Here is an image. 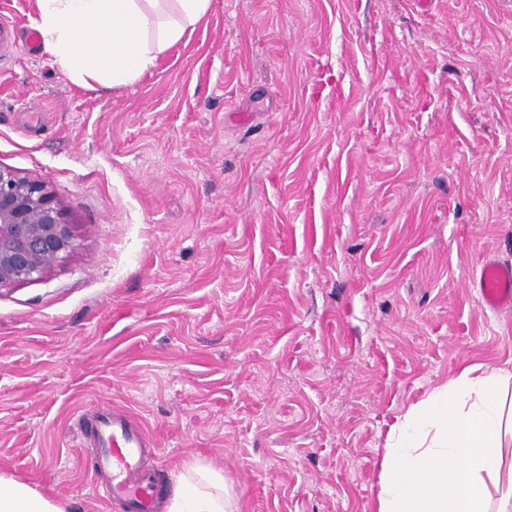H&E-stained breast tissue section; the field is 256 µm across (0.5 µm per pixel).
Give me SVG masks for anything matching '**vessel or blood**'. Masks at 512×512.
<instances>
[{
  "mask_svg": "<svg viewBox=\"0 0 512 512\" xmlns=\"http://www.w3.org/2000/svg\"><path fill=\"white\" fill-rule=\"evenodd\" d=\"M484 310L512 312V263L485 260L473 283ZM94 493L120 502L124 512H161L164 488L149 459L156 444L140 421L119 408L97 410L92 419Z\"/></svg>",
  "mask_w": 512,
  "mask_h": 512,
  "instance_id": "vessel-or-blood-1",
  "label": "vessel or blood"
}]
</instances>
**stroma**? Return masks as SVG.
Returning a JSON list of instances; mask_svg holds the SVG:
<instances>
[{
  "mask_svg": "<svg viewBox=\"0 0 512 512\" xmlns=\"http://www.w3.org/2000/svg\"><path fill=\"white\" fill-rule=\"evenodd\" d=\"M0 0V165L45 182L73 247L0 289V473L67 512L101 407L173 495L371 512L390 425L470 364L512 262V0H211L133 83L82 84ZM479 301L492 313L512 312V263L486 259L474 280ZM168 512H237L224 475L208 466L193 465L182 476Z\"/></svg>",
  "mask_w": 512,
  "mask_h": 512,
  "instance_id": "obj_1",
  "label": "stroma"
}]
</instances>
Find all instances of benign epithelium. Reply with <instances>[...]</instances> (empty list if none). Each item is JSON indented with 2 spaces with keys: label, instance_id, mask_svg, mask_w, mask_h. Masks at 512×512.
I'll return each mask as SVG.
<instances>
[{
  "label": "benign epithelium",
  "instance_id": "1",
  "mask_svg": "<svg viewBox=\"0 0 512 512\" xmlns=\"http://www.w3.org/2000/svg\"><path fill=\"white\" fill-rule=\"evenodd\" d=\"M72 246L71 225L49 187L0 166V288L40 278Z\"/></svg>",
  "mask_w": 512,
  "mask_h": 512
}]
</instances>
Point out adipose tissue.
Wrapping results in <instances>:
<instances>
[{"instance_id": "obj_1", "label": "adipose tissue", "mask_w": 512, "mask_h": 512, "mask_svg": "<svg viewBox=\"0 0 512 512\" xmlns=\"http://www.w3.org/2000/svg\"><path fill=\"white\" fill-rule=\"evenodd\" d=\"M211 0H37L34 26L80 79L118 87L153 65L207 16ZM512 369L468 365L396 416L373 512H512ZM0 512H66L30 484L0 473ZM168 512H237L221 472L192 466Z\"/></svg>"}]
</instances>
